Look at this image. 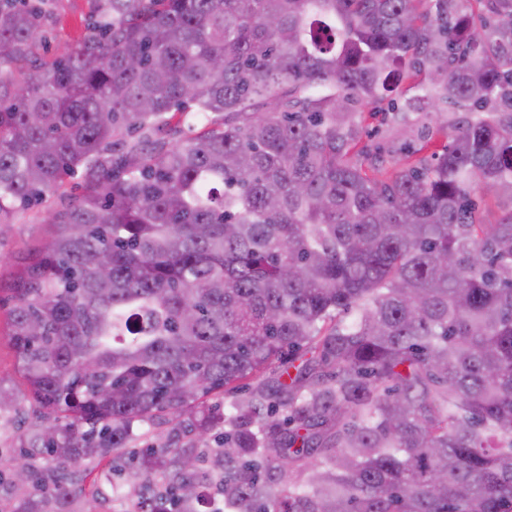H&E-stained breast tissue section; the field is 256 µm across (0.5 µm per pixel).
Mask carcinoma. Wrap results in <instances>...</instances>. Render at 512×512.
Here are the masks:
<instances>
[{
    "instance_id": "obj_1",
    "label": "carcinoma",
    "mask_w": 512,
    "mask_h": 512,
    "mask_svg": "<svg viewBox=\"0 0 512 512\" xmlns=\"http://www.w3.org/2000/svg\"><path fill=\"white\" fill-rule=\"evenodd\" d=\"M53 2L0 0V226L89 183L11 288L55 461L11 512H85L126 454L137 512H199L202 454L224 512H512V215L472 199H512V0H92L42 66ZM404 62L427 162L358 148ZM246 379L220 447H128ZM474 199L479 203L482 207L486 208V217L488 221L491 223L497 222L503 215L509 213L512 208V203L508 199L502 200H493L489 199L487 196H483L482 192L478 189L474 192Z\"/></svg>"
}]
</instances>
